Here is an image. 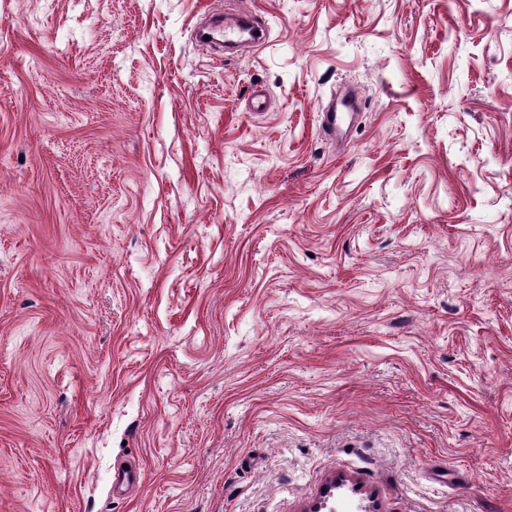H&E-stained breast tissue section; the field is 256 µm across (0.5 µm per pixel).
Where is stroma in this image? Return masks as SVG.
<instances>
[{"mask_svg": "<svg viewBox=\"0 0 512 512\" xmlns=\"http://www.w3.org/2000/svg\"><path fill=\"white\" fill-rule=\"evenodd\" d=\"M330 490L512 512V0H0V512Z\"/></svg>", "mask_w": 512, "mask_h": 512, "instance_id": "obj_1", "label": "stroma"}]
</instances>
